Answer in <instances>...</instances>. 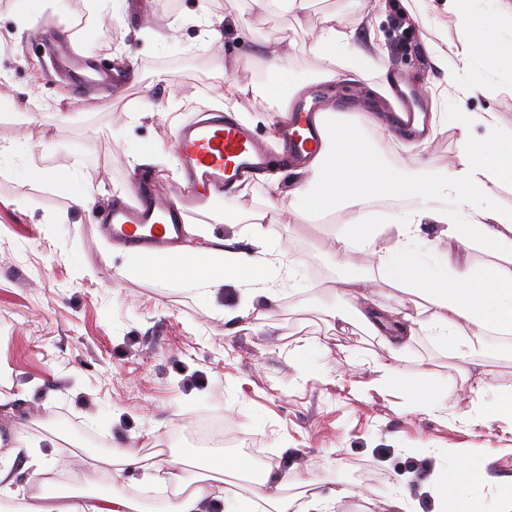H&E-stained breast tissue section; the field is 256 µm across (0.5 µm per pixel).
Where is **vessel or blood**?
Segmentation results:
<instances>
[{
    "label": "vessel or blood",
    "mask_w": 512,
    "mask_h": 512,
    "mask_svg": "<svg viewBox=\"0 0 512 512\" xmlns=\"http://www.w3.org/2000/svg\"><path fill=\"white\" fill-rule=\"evenodd\" d=\"M55 65L65 71L79 91H86L96 79L67 40L50 37ZM296 113L292 132L286 133L287 156L316 151L320 134L312 125L305 102L293 105ZM184 178L194 186L193 194L156 196L151 184L138 181L131 202L103 210L98 231L113 242L130 249L168 254L178 243L186 217L207 211L211 190L238 182L243 174L263 172L271 160L268 147L241 123L222 113L185 124L175 143Z\"/></svg>",
    "instance_id": "vessel-or-blood-1"
}]
</instances>
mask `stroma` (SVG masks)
Here are the masks:
<instances>
[{"instance_id": "35a3bbf8", "label": "stroma", "mask_w": 512, "mask_h": 512, "mask_svg": "<svg viewBox=\"0 0 512 512\" xmlns=\"http://www.w3.org/2000/svg\"><path fill=\"white\" fill-rule=\"evenodd\" d=\"M256 10L252 0H0V456L14 452V435L24 431L59 477L55 495L67 492L70 475L85 471L91 447L161 448L172 459H194L202 449L174 441L175 431L216 417L241 435L235 455L258 451L280 471L315 477L322 495L361 488L362 497H343L334 512H379L393 498L406 512H460L477 499L480 512H498L512 487V425L475 422L501 385L512 384V357L491 352L484 369L488 386L472 391L470 368L455 344L424 336L400 362L403 377L420 398L386 389L377 363L388 351L362 329L337 325L334 280L369 277L374 255L353 254L336 264L337 224L305 221L281 195L282 213L267 248L286 253L294 276L265 267L279 282V301L260 319L225 335L224 308L238 304L241 290L227 283L201 296L177 284L123 276L130 252L93 229L91 211L75 208L70 187L52 173L76 170L98 187L95 205L115 203L131 192L133 180L150 181L159 196L180 182L176 126L161 117L132 120L130 106L149 99L163 108L169 95L194 102L185 121L218 106L250 112L254 136L266 140L277 120L276 104L255 112L249 100L225 99L230 80L258 87L267 72L261 47H288V76L318 83L326 61L313 53L314 36L326 20L349 30L359 18L371 21L385 52L357 81L328 84L330 97L353 100L355 111L377 105L361 90L399 73L411 84L439 83L443 74L426 50L449 16L445 0H426L421 15L405 0H313L302 19L265 13L242 46L240 19ZM33 12L67 38L96 69L132 79L123 96L102 89L79 107L75 85L58 77L40 46L37 27H21ZM209 16L222 32V48L210 44L193 16ZM165 83H157V74ZM507 75L485 77L464 105L426 92V113L445 112L424 146L402 149L401 138L380 128L390 163L408 168H442L455 155V114L497 113L512 128V93ZM146 146L163 147L168 167L131 164ZM267 177H254L246 195H213L200 222L217 239L237 241L252 257L248 224L224 221L223 205L248 211L271 195ZM429 369L422 378L421 369ZM460 455L487 466L479 489L460 486L450 468Z\"/></svg>"}]
</instances>
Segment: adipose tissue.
I'll return each instance as SVG.
<instances>
[{
	"mask_svg": "<svg viewBox=\"0 0 512 512\" xmlns=\"http://www.w3.org/2000/svg\"><path fill=\"white\" fill-rule=\"evenodd\" d=\"M447 11L456 20L458 45L447 54L438 44L429 51L443 72L446 89L465 101L480 85L485 73L505 67L512 70V32L494 41L490 55L480 53L484 17L464 7L466 0H446ZM354 31L328 23L315 41L317 54L326 60L352 55L350 73L359 64L383 53L375 37L355 43ZM268 77L262 87L231 81L226 97L251 96L279 106V121L270 128L271 139H279L283 125L291 119L290 103L304 86L283 75L287 56L272 49L266 55ZM321 147L307 162L295 168L296 179L288 196L296 216L310 221L324 213H344L335 235L337 259L349 262L352 253L368 249L378 256L369 287L348 277L336 292V319L356 323L380 338L389 352L388 361L377 370L382 383L396 391H412L398 363L418 336L444 342L455 338L463 357L472 362L476 388L485 378L477 360L489 354V335L502 337V350L512 351V209H480L478 199L494 196L512 187V130L503 128L497 113L470 112L459 127L458 148L448 167L411 169L389 163L370 130L378 121L367 112L345 115L328 109L319 115ZM391 198L407 201L404 209L377 214L372 201ZM439 224L441 233L464 250L479 249L490 262L473 269L467 262L450 263L432 256L419 246L424 222ZM185 233L200 238L197 246H182L178 258L136 252L129 273L162 283L190 286L211 294L233 282L242 289L237 306L224 310L228 322L261 317L279 300L276 281L258 274L256 266L239 251L212 240L202 226H185ZM385 282L399 290V297L383 303L374 296L373 284ZM207 470L206 480L191 479L186 462L155 461L133 448L114 447L99 458L97 470L115 475L139 468L157 482L174 490L171 512H296L289 487H306L310 478L277 470L260 469L247 458L219 451L199 459ZM33 490L14 486L10 465L0 466V500L12 512H144L134 497L113 493L94 495L79 502L34 505Z\"/></svg>",
	"mask_w": 512,
	"mask_h": 512,
	"instance_id": "adipose-tissue-1",
	"label": "adipose tissue"
}]
</instances>
